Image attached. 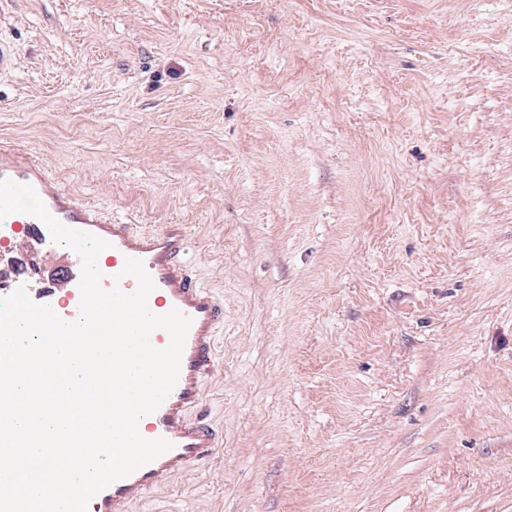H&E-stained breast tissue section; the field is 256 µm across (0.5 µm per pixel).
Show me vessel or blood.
<instances>
[{"label": "vessel or blood", "instance_id": "1", "mask_svg": "<svg viewBox=\"0 0 512 512\" xmlns=\"http://www.w3.org/2000/svg\"><path fill=\"white\" fill-rule=\"evenodd\" d=\"M0 179L31 185L61 223L108 241V249L97 260L103 289L134 291L136 280L122 277L121 271L126 259L141 260L155 282L147 299L149 309L156 314L175 309L191 320L177 383L159 409L148 415L141 432L148 440L171 441L172 449L104 489L88 510L131 512L133 504L163 476L187 472L192 464L212 458L218 448L215 429L193 419L192 413L201 403L203 380L215 355L224 312L214 293L189 274L185 225L167 224L157 231H144L138 225L118 222L105 208L56 186L35 153L9 144L0 145ZM6 221L10 233L0 238V297L24 284L34 301L50 305L64 320H75L81 299L80 258L72 257L59 277L44 279L34 265L12 261L11 256L23 249L55 251L48 230L25 214L9 215Z\"/></svg>", "mask_w": 512, "mask_h": 512}]
</instances>
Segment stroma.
I'll return each mask as SVG.
<instances>
[{"instance_id":"stroma-1","label":"stroma","mask_w":512,"mask_h":512,"mask_svg":"<svg viewBox=\"0 0 512 512\" xmlns=\"http://www.w3.org/2000/svg\"><path fill=\"white\" fill-rule=\"evenodd\" d=\"M0 144L224 307L215 457L134 512H512V0H0Z\"/></svg>"}]
</instances>
